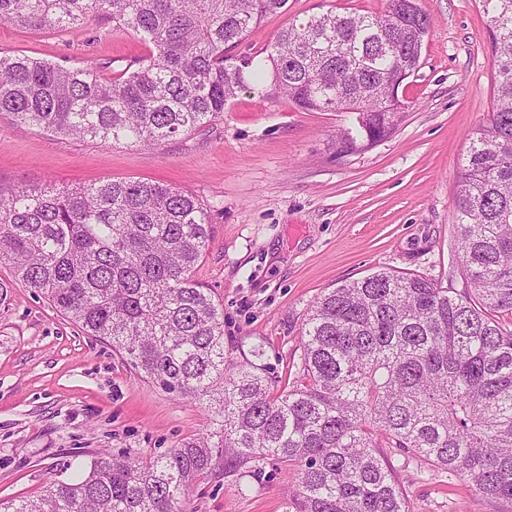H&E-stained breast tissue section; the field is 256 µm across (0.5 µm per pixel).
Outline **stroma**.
Masks as SVG:
<instances>
[{
    "label": "stroma",
    "mask_w": 512,
    "mask_h": 512,
    "mask_svg": "<svg viewBox=\"0 0 512 512\" xmlns=\"http://www.w3.org/2000/svg\"><path fill=\"white\" fill-rule=\"evenodd\" d=\"M388 0H288L233 56H255L293 20L333 11L383 15ZM432 27L418 70L399 89L395 133L337 156L349 112H304L259 89L238 92L223 117L152 148L61 139L0 115V190L158 181L195 195L211 234L195 276L224 312V352L261 360L274 390L304 382L302 327L327 288L387 269L463 289L454 199L470 134L491 113L492 50L478 0H419ZM0 52L108 72L147 56L99 17L80 37L0 24ZM0 303V500L36 497L87 468L102 450L147 458L210 429L205 402L177 398L123 355L88 336L14 282ZM409 512H495L468 483L384 449ZM256 476L216 468L198 477L184 512H284L294 466L255 462Z\"/></svg>",
    "instance_id": "1"
}]
</instances>
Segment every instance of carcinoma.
Segmentation results:
<instances>
[{
    "label": "carcinoma",
    "mask_w": 512,
    "mask_h": 512,
    "mask_svg": "<svg viewBox=\"0 0 512 512\" xmlns=\"http://www.w3.org/2000/svg\"><path fill=\"white\" fill-rule=\"evenodd\" d=\"M492 36L495 103L470 137L454 206L465 288L375 271L317 298L303 327V385L271 391L261 365L226 366L224 315L195 279L210 240L192 194L161 183L0 190V264L164 391L208 401L216 430L135 459L100 452L78 479L0 512H180L216 464L297 467L285 512H407L378 448L465 478L512 512V0H478ZM288 0H0V23L78 37L92 16L149 55L109 75L0 56V115L103 145L153 148L213 122L250 83L306 112L357 114L336 156L390 137L431 18L400 0L394 22L326 12L282 30L264 59L229 51Z\"/></svg>",
    "instance_id": "1"
}]
</instances>
